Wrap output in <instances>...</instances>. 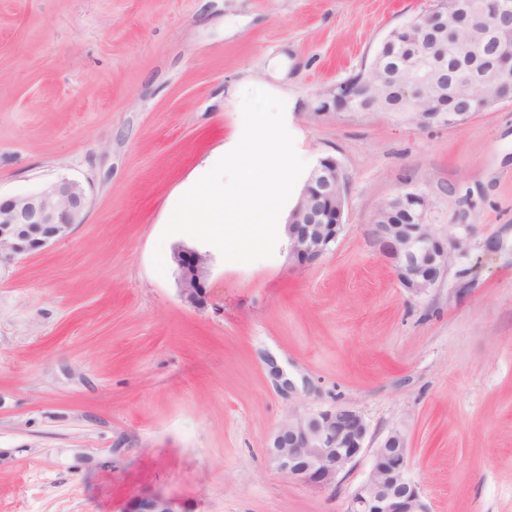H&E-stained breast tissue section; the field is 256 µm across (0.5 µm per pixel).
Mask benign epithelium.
I'll list each match as a JSON object with an SVG mask.
<instances>
[{
    "mask_svg": "<svg viewBox=\"0 0 512 512\" xmlns=\"http://www.w3.org/2000/svg\"><path fill=\"white\" fill-rule=\"evenodd\" d=\"M491 21L503 38L512 36V9L500 4ZM473 17L464 0L433 3L423 15L418 35L402 40L397 66L376 69L394 82L400 98L414 103L419 90L438 73L448 72L443 35L450 29L467 28ZM373 76L352 77L316 96L313 115L323 117L353 111V102L372 92ZM471 115L418 109L421 127L459 126ZM88 196L76 180L59 178L38 189L0 201V258L41 251L60 242L84 221ZM345 189L339 166L332 157L322 158L311 170L304 188L284 224L288 260L295 266L314 263L330 252L344 230ZM430 200L424 191L408 187L390 199L385 212H376L375 245L392 265L394 275L407 291L424 295L435 288L448 270L450 250L461 241L439 235L429 224ZM180 271V295L202 306L207 302V255L179 247L172 255ZM369 426L350 406H333L316 412L293 410L272 434L267 455L283 477L307 486L336 490L359 458L372 451L366 478L346 498L341 512H430L418 484L410 476L404 436L390 432L369 449ZM127 512H190L179 498L161 492L134 495Z\"/></svg>",
    "mask_w": 512,
    "mask_h": 512,
    "instance_id": "1",
    "label": "benign epithelium"
}]
</instances>
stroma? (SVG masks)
<instances>
[{
    "label": "stroma",
    "instance_id": "obj_1",
    "mask_svg": "<svg viewBox=\"0 0 512 512\" xmlns=\"http://www.w3.org/2000/svg\"><path fill=\"white\" fill-rule=\"evenodd\" d=\"M430 5L0 0V199L60 176L89 196L67 240L0 264V512H126L142 491L194 512H341L370 456L330 491L266 453L289 411L336 405L371 444L405 435L431 512H512V100L457 127L311 115ZM250 87L285 101L307 167L332 157L343 176L345 229L304 267L283 239L243 264L160 238L241 137ZM407 185L462 242L422 296L375 246V211ZM180 246L209 258L204 307L180 296Z\"/></svg>",
    "mask_w": 512,
    "mask_h": 512
}]
</instances>
